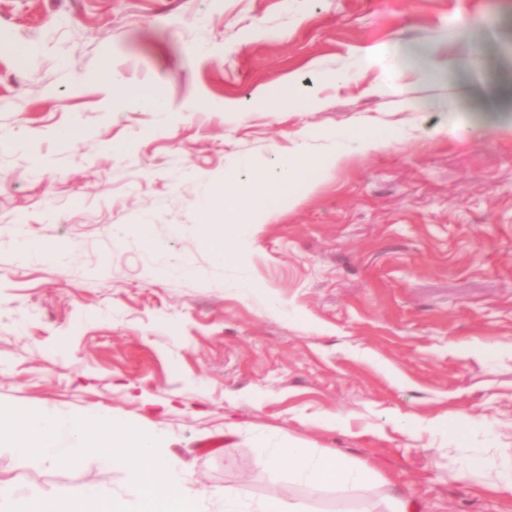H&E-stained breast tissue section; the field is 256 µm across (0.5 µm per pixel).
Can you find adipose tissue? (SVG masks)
<instances>
[{
    "label": "adipose tissue",
    "instance_id": "obj_1",
    "mask_svg": "<svg viewBox=\"0 0 512 512\" xmlns=\"http://www.w3.org/2000/svg\"><path fill=\"white\" fill-rule=\"evenodd\" d=\"M300 164L301 160L297 157L278 160L271 178L267 180L264 204L260 207L255 206L252 201L249 182H225L221 207L207 210L206 222L202 226L204 236L225 262H236L237 256L235 252L225 248L223 239L215 234L216 228L227 225L242 232L251 225L260 223L271 207L291 194ZM256 445L266 449L269 470L275 472L287 469L289 477L313 493L331 489L345 498L366 488L376 477L373 468L368 464L350 461L333 452H315L300 439L260 436L256 439Z\"/></svg>",
    "mask_w": 512,
    "mask_h": 512
}]
</instances>
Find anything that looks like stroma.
Instances as JSON below:
<instances>
[{"label":"stroma","mask_w":512,"mask_h":512,"mask_svg":"<svg viewBox=\"0 0 512 512\" xmlns=\"http://www.w3.org/2000/svg\"><path fill=\"white\" fill-rule=\"evenodd\" d=\"M106 62L168 112L112 95ZM290 80L298 98L262 111ZM363 133L386 146L356 150ZM336 152L227 238L240 261L203 241L225 179ZM24 239L63 250L24 260ZM0 405L159 434L210 512L227 487L306 512H512L483 474L448 479L512 458V0H0ZM259 432L388 482L309 494ZM0 481L58 498L132 475L0 447Z\"/></svg>","instance_id":"stroma-1"}]
</instances>
